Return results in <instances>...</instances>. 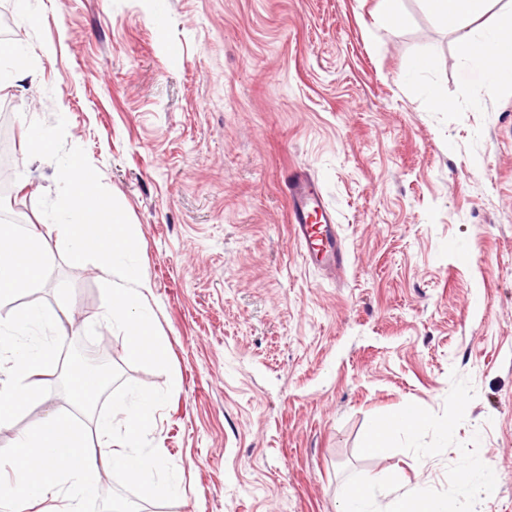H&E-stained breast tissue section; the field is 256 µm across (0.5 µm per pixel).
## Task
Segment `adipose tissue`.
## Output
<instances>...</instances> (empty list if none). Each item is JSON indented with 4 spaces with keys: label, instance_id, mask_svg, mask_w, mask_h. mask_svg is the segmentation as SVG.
I'll return each mask as SVG.
<instances>
[{
    "label": "adipose tissue",
    "instance_id": "adipose-tissue-1",
    "mask_svg": "<svg viewBox=\"0 0 512 512\" xmlns=\"http://www.w3.org/2000/svg\"><path fill=\"white\" fill-rule=\"evenodd\" d=\"M427 12L447 29L466 20L483 17L490 0H423ZM463 57L495 84L512 82V40L491 28H478L460 44ZM49 251L32 232L21 233L9 224L0 225V301L34 287L41 279ZM49 315L37 307L16 309L8 324L0 325V357L11 358V381L0 386V424L8 425L15 412L37 403L43 396L40 377L46 375L55 352L49 345H24L22 334L48 323ZM159 399L146 395L128 407L121 430L110 417L97 420L98 448L88 446L85 430L69 415L53 413L34 421L18 437L22 450L15 463V479L0 485V507L5 512H24L34 499H57L45 512H79L81 501L92 494L103 473L120 471L136 482L149 480L157 458L139 453L144 432L151 428Z\"/></svg>",
    "mask_w": 512,
    "mask_h": 512
}]
</instances>
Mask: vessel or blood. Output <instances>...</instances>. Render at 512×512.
Returning a JSON list of instances; mask_svg holds the SVG:
<instances>
[{"mask_svg":"<svg viewBox=\"0 0 512 512\" xmlns=\"http://www.w3.org/2000/svg\"><path fill=\"white\" fill-rule=\"evenodd\" d=\"M286 189L294 239L303 248L306 258L327 270L344 268L348 255L336 235L333 214L318 183L297 170L289 175Z\"/></svg>","mask_w":512,"mask_h":512,"instance_id":"vessel-or-blood-1","label":"vessel or blood"}]
</instances>
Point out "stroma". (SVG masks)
Here are the masks:
<instances>
[{"label": "stroma", "instance_id": "1", "mask_svg": "<svg viewBox=\"0 0 512 512\" xmlns=\"http://www.w3.org/2000/svg\"><path fill=\"white\" fill-rule=\"evenodd\" d=\"M377 0H0L9 15L0 112L14 133L13 195L54 246L37 207L57 168L28 158L27 123L67 120L127 214L143 302L170 372L131 365L105 319L96 263L56 250L45 278L0 304L55 311L34 341L55 346L45 404L0 431V481L14 442L51 411L94 434L122 381L172 387L142 438L160 457L163 498L108 473L81 512L131 496L141 512H339L348 475H396L402 490L445 489L458 443L479 437L496 474L477 512H512V83L492 86L459 50L473 26L512 36V0L443 29L422 0L373 24ZM38 76L26 63L43 49ZM432 73L406 77L411 61ZM450 108L430 111L427 88ZM308 171L349 252L328 279L289 224L288 170ZM112 354V379L74 409L72 345ZM475 391L457 443L417 460L358 446L373 416L444 409L451 372Z\"/></svg>", "mask_w": 512, "mask_h": 512}]
</instances>
